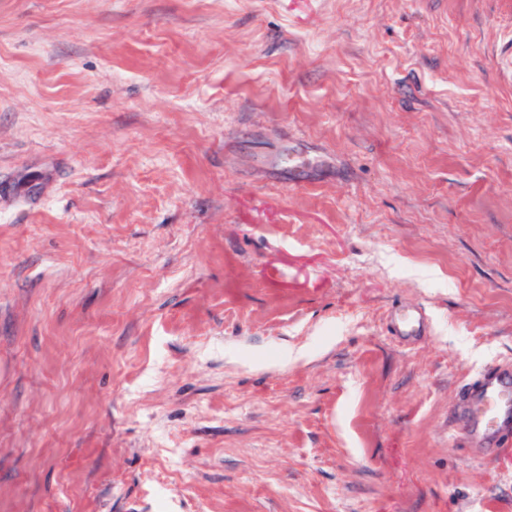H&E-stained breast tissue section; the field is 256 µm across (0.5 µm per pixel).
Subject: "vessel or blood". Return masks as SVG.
<instances>
[{
  "mask_svg": "<svg viewBox=\"0 0 512 512\" xmlns=\"http://www.w3.org/2000/svg\"><path fill=\"white\" fill-rule=\"evenodd\" d=\"M424 327V316L415 308L401 311L394 323L395 332L403 336L418 335ZM464 398L467 426L478 441L489 442L512 431V373H485L465 389Z\"/></svg>",
  "mask_w": 512,
  "mask_h": 512,
  "instance_id": "1",
  "label": "vessel or blood"
}]
</instances>
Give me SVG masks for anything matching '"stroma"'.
<instances>
[{
    "instance_id": "obj_1",
    "label": "stroma",
    "mask_w": 512,
    "mask_h": 512,
    "mask_svg": "<svg viewBox=\"0 0 512 512\" xmlns=\"http://www.w3.org/2000/svg\"><path fill=\"white\" fill-rule=\"evenodd\" d=\"M505 364L512 0H0V512H512ZM424 327V316L416 308L401 311L394 323L395 332L402 336H416L424 330ZM467 426L479 442L512 431V373L489 371L464 390Z\"/></svg>"
}]
</instances>
